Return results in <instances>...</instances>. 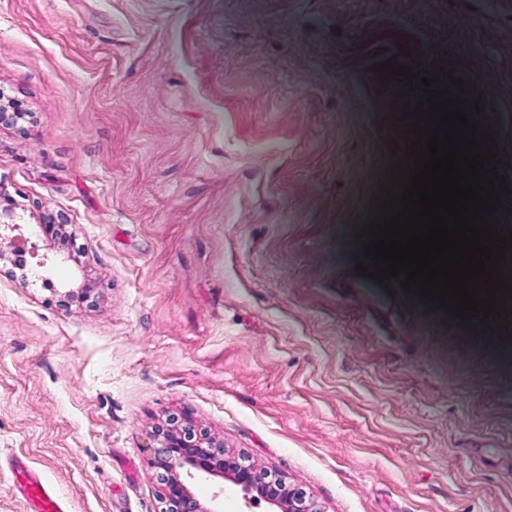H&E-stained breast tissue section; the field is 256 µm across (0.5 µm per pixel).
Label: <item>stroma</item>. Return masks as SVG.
I'll list each match as a JSON object with an SVG mask.
<instances>
[{"label":"stroma","instance_id":"obj_1","mask_svg":"<svg viewBox=\"0 0 512 512\" xmlns=\"http://www.w3.org/2000/svg\"><path fill=\"white\" fill-rule=\"evenodd\" d=\"M471 2L0 0L25 114L0 191L48 257L0 262V512H27L15 456L69 512H160L175 416L316 512H512V332L356 270L405 158L382 62L491 74L485 123L512 116V0L481 23ZM60 216L66 261L38 232Z\"/></svg>","mask_w":512,"mask_h":512}]
</instances>
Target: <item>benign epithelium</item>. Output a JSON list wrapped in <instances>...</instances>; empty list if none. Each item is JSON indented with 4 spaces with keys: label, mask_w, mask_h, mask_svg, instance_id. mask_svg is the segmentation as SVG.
Segmentation results:
<instances>
[{
    "label": "benign epithelium",
    "mask_w": 512,
    "mask_h": 512,
    "mask_svg": "<svg viewBox=\"0 0 512 512\" xmlns=\"http://www.w3.org/2000/svg\"><path fill=\"white\" fill-rule=\"evenodd\" d=\"M22 111L16 104H0V126L17 124ZM16 218V202L0 191V224L9 225ZM194 433L188 423L181 430L160 433V447L149 459L150 468L156 471L163 485L162 499L165 508L161 512H221L220 505H201L188 487L173 473L184 470L187 474L220 477L240 488L246 502L251 503L252 493H257L270 505L283 512H316L311 507L305 491L299 487L288 488L282 480L265 470L245 465L242 459L224 450L211 441L192 442L186 435Z\"/></svg>",
    "instance_id": "benign-epithelium-1"
}]
</instances>
